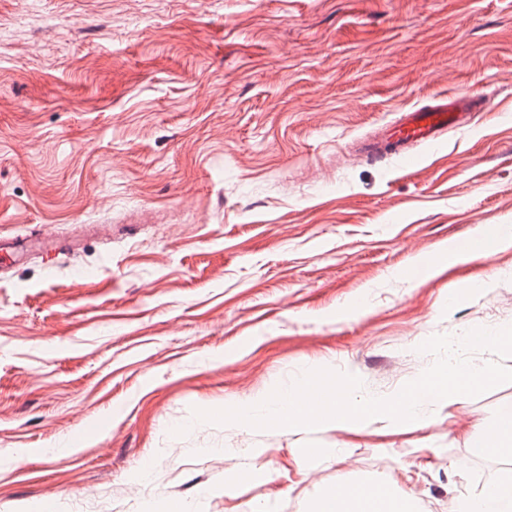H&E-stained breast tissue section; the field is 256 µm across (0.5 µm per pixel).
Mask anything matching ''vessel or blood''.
I'll use <instances>...</instances> for the list:
<instances>
[{
  "mask_svg": "<svg viewBox=\"0 0 512 512\" xmlns=\"http://www.w3.org/2000/svg\"><path fill=\"white\" fill-rule=\"evenodd\" d=\"M482 106V101L467 92L433 96L429 104L402 113L397 121L363 143L362 151L369 158L412 157L414 147L437 144L448 131L469 127Z\"/></svg>",
  "mask_w": 512,
  "mask_h": 512,
  "instance_id": "b4317fda",
  "label": "vessel or blood"
}]
</instances>
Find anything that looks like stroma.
<instances>
[{"label": "stroma", "instance_id": "1", "mask_svg": "<svg viewBox=\"0 0 512 512\" xmlns=\"http://www.w3.org/2000/svg\"><path fill=\"white\" fill-rule=\"evenodd\" d=\"M488 106L413 162L361 144L439 93ZM512 0H0V512H313L351 481L415 512L512 477L454 419L258 430L309 368L387 398L435 335L512 325ZM512 246V225L500 224L492 238H471L465 244H453L448 246V251L453 257L448 259V266L461 262H470L480 256L493 253L494 248H510Z\"/></svg>", "mask_w": 512, "mask_h": 512}]
</instances>
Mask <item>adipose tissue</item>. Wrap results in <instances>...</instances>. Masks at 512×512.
Instances as JSON below:
<instances>
[{"instance_id":"ef3b65f1","label":"adipose tissue","mask_w":512,"mask_h":512,"mask_svg":"<svg viewBox=\"0 0 512 512\" xmlns=\"http://www.w3.org/2000/svg\"><path fill=\"white\" fill-rule=\"evenodd\" d=\"M512 441V409L500 411L491 423L481 425L468 439L474 453L502 450ZM412 496H395L371 483H342L321 497L319 512H412ZM452 512H512V480L487 486L480 494L455 503Z\"/></svg>"}]
</instances>
